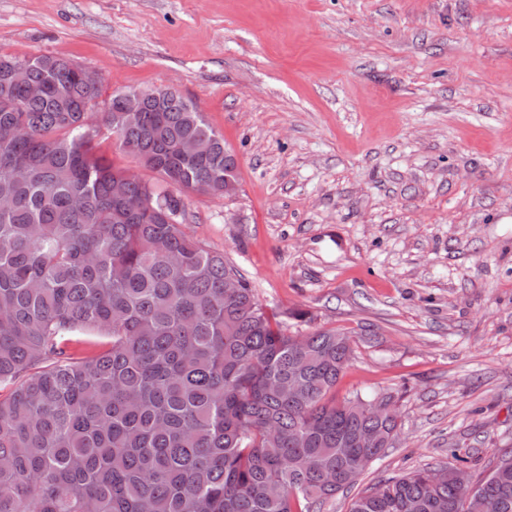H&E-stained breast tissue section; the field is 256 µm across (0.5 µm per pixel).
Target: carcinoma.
I'll return each mask as SVG.
<instances>
[{
	"label": "carcinoma",
	"instance_id": "cac0c4a2",
	"mask_svg": "<svg viewBox=\"0 0 512 512\" xmlns=\"http://www.w3.org/2000/svg\"><path fill=\"white\" fill-rule=\"evenodd\" d=\"M101 96L65 58L0 53V512H318L385 455L362 434L401 431L363 410L392 396L336 400L351 338L292 335L308 312L285 323L224 287V254L165 221L186 188L238 180L198 107L172 96L114 130ZM104 129L154 174L122 200ZM461 470L455 454L389 478L350 512H465ZM474 486L512 512V464Z\"/></svg>",
	"mask_w": 512,
	"mask_h": 512
}]
</instances>
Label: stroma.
<instances>
[{"mask_svg":"<svg viewBox=\"0 0 512 512\" xmlns=\"http://www.w3.org/2000/svg\"><path fill=\"white\" fill-rule=\"evenodd\" d=\"M0 52L176 88L223 135L238 190L186 193V232L352 335L337 396L402 419L320 512L512 450V0H0Z\"/></svg>","mask_w":512,"mask_h":512,"instance_id":"stroma-1","label":"stroma"}]
</instances>
